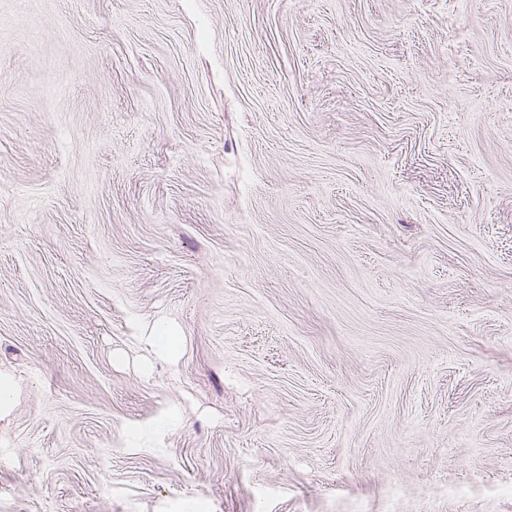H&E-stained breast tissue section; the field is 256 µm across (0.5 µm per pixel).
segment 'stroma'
I'll return each instance as SVG.
<instances>
[{"label": "stroma", "instance_id": "35a3bbf8", "mask_svg": "<svg viewBox=\"0 0 512 512\" xmlns=\"http://www.w3.org/2000/svg\"><path fill=\"white\" fill-rule=\"evenodd\" d=\"M0 373V512H512V0H0ZM153 336H148L150 350L159 357H173L176 354L175 329L168 323L156 326Z\"/></svg>", "mask_w": 512, "mask_h": 512}]
</instances>
